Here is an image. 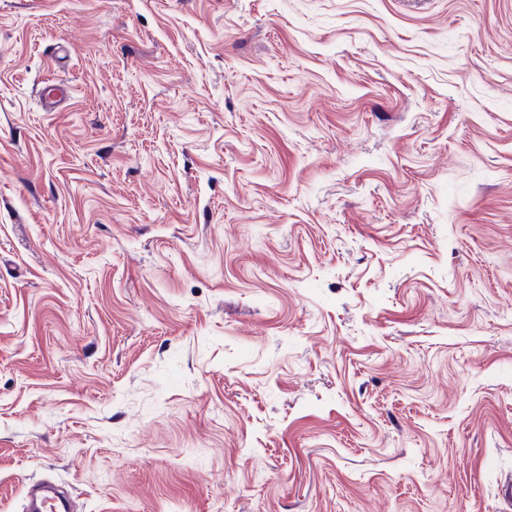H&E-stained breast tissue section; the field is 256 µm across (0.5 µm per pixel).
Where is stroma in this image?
Masks as SVG:
<instances>
[{"mask_svg": "<svg viewBox=\"0 0 512 512\" xmlns=\"http://www.w3.org/2000/svg\"><path fill=\"white\" fill-rule=\"evenodd\" d=\"M42 480L512 512V0H0V512Z\"/></svg>", "mask_w": 512, "mask_h": 512, "instance_id": "1", "label": "stroma"}]
</instances>
